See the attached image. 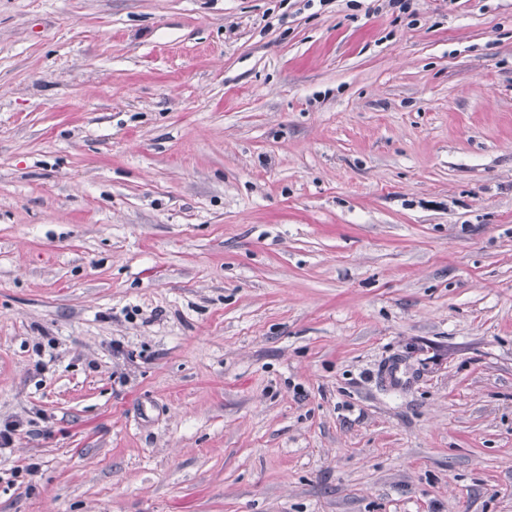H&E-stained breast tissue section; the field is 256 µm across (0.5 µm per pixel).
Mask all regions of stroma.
<instances>
[{
	"label": "stroma",
	"instance_id": "stroma-1",
	"mask_svg": "<svg viewBox=\"0 0 512 512\" xmlns=\"http://www.w3.org/2000/svg\"><path fill=\"white\" fill-rule=\"evenodd\" d=\"M9 421L0 512H512V0H0Z\"/></svg>",
	"mask_w": 512,
	"mask_h": 512
}]
</instances>
